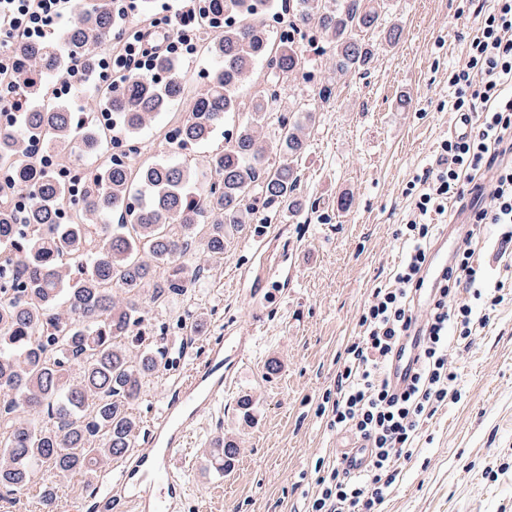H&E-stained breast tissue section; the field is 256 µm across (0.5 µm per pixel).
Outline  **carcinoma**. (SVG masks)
<instances>
[{
    "instance_id": "cac0c4a2",
    "label": "carcinoma",
    "mask_w": 512,
    "mask_h": 512,
    "mask_svg": "<svg viewBox=\"0 0 512 512\" xmlns=\"http://www.w3.org/2000/svg\"><path fill=\"white\" fill-rule=\"evenodd\" d=\"M223 20L224 38L199 35L200 51L217 59L209 93L194 100L189 118L165 133L173 151L200 146L239 111L237 88L256 66L283 84L301 68L296 41L286 33L276 45L265 19L293 12L299 32L315 25L336 52V71L366 66L372 52L355 37L378 26V10L366 0H209ZM114 26L108 3L73 14L63 35L68 52L47 38L19 49L16 81L37 102L22 124H0V165L12 169L17 189L34 196L17 223L13 207L0 203V487L17 494L38 487L43 512H58L55 486L37 484L48 468L59 476L88 475L112 466L134 446L139 422L131 406L142 381L159 371L165 337L144 336L145 306L163 305L171 293L193 287L207 267L190 266L197 251L222 259L235 238L255 223L257 199L295 205L298 166L309 137L305 121L283 126L276 141L281 158L266 165L261 122L272 100L252 98L251 122L240 127L209 160L210 179L168 163L112 160L87 176L72 196L58 178L40 173L28 152L38 141L55 155L96 153L109 135L99 113H112L124 138L154 121L185 94L177 66L158 62L166 75L135 76L117 89L97 88L83 112L49 99L48 79L68 56L94 60ZM69 206L72 216L59 220ZM267 223V218L259 219ZM239 453L226 440L218 453L222 474Z\"/></svg>"
}]
</instances>
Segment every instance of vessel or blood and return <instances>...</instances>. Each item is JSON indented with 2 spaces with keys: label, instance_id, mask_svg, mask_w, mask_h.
Returning <instances> with one entry per match:
<instances>
[{
  "label": "vessel or blood",
  "instance_id": "vessel-or-blood-1",
  "mask_svg": "<svg viewBox=\"0 0 512 512\" xmlns=\"http://www.w3.org/2000/svg\"><path fill=\"white\" fill-rule=\"evenodd\" d=\"M433 257V264L422 273L427 290L434 288L452 259L447 235H440ZM265 279V274H258L249 292L252 322L258 328L273 310L287 305L294 275L284 273L282 281L269 290ZM251 342L248 336L228 335L212 344L206 364L194 369L191 379L173 388L161 403L150 425L147 449L113 475L98 474L92 512H175L185 493L184 475L179 471L182 447L200 417L220 405L224 385L239 373ZM416 354L410 337H403L387 368L393 390L403 391L411 382Z\"/></svg>",
  "mask_w": 512,
  "mask_h": 512
}]
</instances>
